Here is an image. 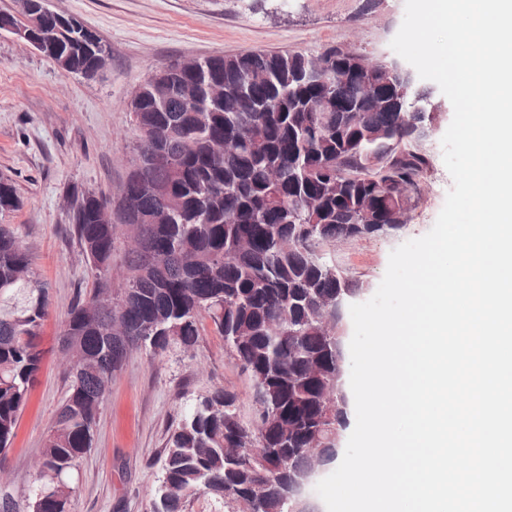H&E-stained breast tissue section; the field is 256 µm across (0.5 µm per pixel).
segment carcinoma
I'll return each instance as SVG.
<instances>
[{
    "mask_svg": "<svg viewBox=\"0 0 512 512\" xmlns=\"http://www.w3.org/2000/svg\"><path fill=\"white\" fill-rule=\"evenodd\" d=\"M2 21L28 30L59 69L96 75L105 47L77 18L43 6L19 17L2 13ZM302 57L255 51L173 62L133 93V157L117 210L93 192L72 208L95 288L71 307L59 336L70 354L69 387L27 512H67L71 475L91 448L127 351L187 349L207 331L224 339L261 396L248 422L224 388L198 401L169 438L166 486L153 512H184L200 492L224 499L231 512H286L288 470L315 467L304 454L311 436L322 434L335 454L343 420L323 413L320 392L339 366L336 337L321 318L337 289L360 285L340 278L317 248L348 237L352 224L375 236L376 225L405 205L385 187L423 176L430 157L408 103L390 100L402 86L423 100L431 93L371 56L363 74L369 95L336 81L340 60L330 61L327 83L311 82L299 76ZM271 167L282 172L277 186L266 180ZM18 204L12 184L0 179V212ZM114 214L136 244L117 286L109 277ZM304 224L314 233L288 246ZM48 315V291L29 251L0 224V454L41 368ZM253 444L268 449L266 463L224 453Z\"/></svg>",
    "mask_w": 512,
    "mask_h": 512,
    "instance_id": "carcinoma-1",
    "label": "carcinoma"
}]
</instances>
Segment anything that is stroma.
<instances>
[{"mask_svg":"<svg viewBox=\"0 0 512 512\" xmlns=\"http://www.w3.org/2000/svg\"><path fill=\"white\" fill-rule=\"evenodd\" d=\"M51 10L76 16L106 48L96 78L70 74L0 33V178L20 200L0 213L32 257L49 293L40 332L41 369L17 422L12 447L0 456V494L23 503L37 484L45 439L67 390L68 356L58 336L73 304L94 286V274L73 233L70 204L87 193L116 195L134 137L127 104L156 67L195 57L244 51L315 53L349 46L375 57L391 54L404 0H48ZM439 114L426 149L432 167L410 223L389 236L320 246L330 265L375 294L389 255L433 227L452 178L441 138L453 108L429 80ZM236 396L243 420L254 412V386L224 348L205 333L191 350L156 357L131 350L112 380L79 461L70 512H152L168 439L197 400L214 389Z\"/></svg>","mask_w":512,"mask_h":512,"instance_id":"stroma-1","label":"stroma"}]
</instances>
